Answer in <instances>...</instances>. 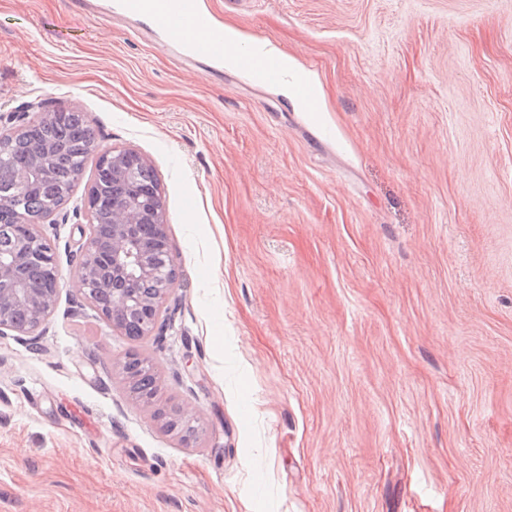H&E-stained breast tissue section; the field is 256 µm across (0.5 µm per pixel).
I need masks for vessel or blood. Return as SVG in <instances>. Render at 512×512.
Segmentation results:
<instances>
[{
	"label": "vessel or blood",
	"instance_id": "obj_1",
	"mask_svg": "<svg viewBox=\"0 0 512 512\" xmlns=\"http://www.w3.org/2000/svg\"><path fill=\"white\" fill-rule=\"evenodd\" d=\"M117 5L173 41L177 40L179 29L199 28L204 39L190 48L198 57H210L213 42L224 37L223 23L203 6L202 0H117Z\"/></svg>",
	"mask_w": 512,
	"mask_h": 512
}]
</instances>
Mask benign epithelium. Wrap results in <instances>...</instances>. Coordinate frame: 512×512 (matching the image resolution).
I'll list each match as a JSON object with an SVG mask.
<instances>
[{"label": "benign epithelium", "instance_id": "obj_1", "mask_svg": "<svg viewBox=\"0 0 512 512\" xmlns=\"http://www.w3.org/2000/svg\"><path fill=\"white\" fill-rule=\"evenodd\" d=\"M14 121V127L0 130V139L26 141L34 123L25 121L20 114ZM91 151L97 153V162L82 199L87 224L76 256L72 292L107 325L143 340L156 330L176 279L163 211L150 209L152 186H142L134 179L129 161L136 160L145 170L148 163L143 156L126 149L100 151L96 145ZM27 155L28 162L17 167L13 176L12 194L18 201L33 185L54 177L50 145L30 143ZM106 182L113 187L112 224L103 233L95 224V209L102 200L101 185ZM54 215L51 210L44 216L32 217L22 208H15L20 233L8 251H0V338L13 336L34 344L54 314L60 294V271L55 248L43 229ZM118 371L135 400L144 405L158 401V379H153L149 394L136 387L142 374L155 373L147 359L129 352L118 363ZM156 417L184 447H192L197 429L191 425L187 410L162 406L156 409Z\"/></svg>", "mask_w": 512, "mask_h": 512}]
</instances>
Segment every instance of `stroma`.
<instances>
[{"instance_id":"1","label":"stroma","mask_w":512,"mask_h":512,"mask_svg":"<svg viewBox=\"0 0 512 512\" xmlns=\"http://www.w3.org/2000/svg\"><path fill=\"white\" fill-rule=\"evenodd\" d=\"M204 3L304 94L0 0V115L143 155L176 268L159 336L79 307L76 188L54 315L0 339V512H512V0ZM130 350L195 447L129 399ZM253 50L249 54L250 60L254 57H265L275 67L273 76H276L277 81L282 86L284 91L288 94H296L300 84H298L294 78L288 80V76L292 77L293 65L287 55L282 53H276L273 50H266L264 46L252 45ZM65 127L69 129V135L72 142V150L75 153L94 140L93 130L82 120L65 119Z\"/></svg>"}]
</instances>
